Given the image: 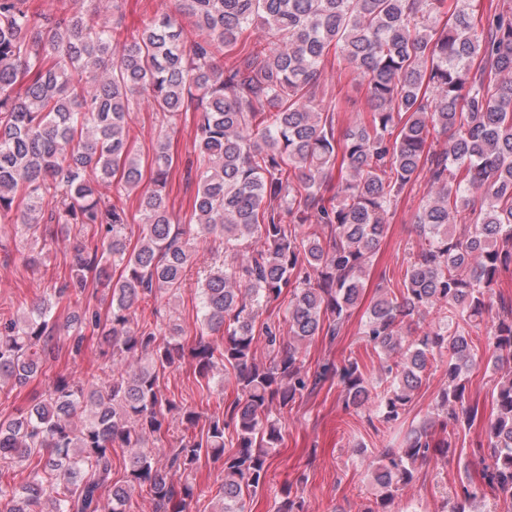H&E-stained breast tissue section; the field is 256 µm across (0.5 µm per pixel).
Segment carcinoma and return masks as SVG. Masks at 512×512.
Here are the masks:
<instances>
[{"label": "carcinoma", "instance_id": "cac0c4a2", "mask_svg": "<svg viewBox=\"0 0 512 512\" xmlns=\"http://www.w3.org/2000/svg\"><path fill=\"white\" fill-rule=\"evenodd\" d=\"M111 2L64 0L52 19L29 11L27 0H0V216L16 198L26 201L17 218L26 265L35 263L28 239L44 223L46 199L54 223L95 227L101 246L74 247L70 279L53 297L79 295L92 280L109 297V315L86 308L63 329L75 353L92 326L112 356L147 363L106 362L95 382L60 377L27 410L0 419V476L28 469L19 484L0 480L3 512H129L144 487L154 512H188L190 476L204 457L221 464L218 512H246L283 438L284 409L332 376L345 408L395 423L445 356L434 419L371 456L378 494L362 512H392L420 466L470 427L478 404L469 374L485 357L507 374L492 392L482 478L512 512V300L494 293L500 271L512 267V0L480 14L460 0L451 15L447 0H178L177 14L130 38L102 21ZM259 24L272 45L249 41ZM332 50L371 101L367 117L339 136L335 107L314 102ZM142 93L158 112L192 105L198 113L206 166L191 224L173 223L163 138L151 187L140 190L127 117ZM333 166L346 175L331 186ZM422 174L434 191L414 217L418 248L398 292L379 289L365 312L362 336L380 377L368 378L352 356L310 372L304 346L338 336L400 193ZM108 182L140 191L144 228L132 249L125 209L100 192ZM210 236L224 237L230 257L198 289L201 324L222 342L187 347L177 323L165 336L132 327L139 302L177 296L192 242ZM249 239L257 247L238 258ZM116 262L123 270L114 279ZM289 288L288 338L263 324L273 357L259 363L256 319ZM50 311L44 298L21 319L0 317V389L25 383L51 357L58 327ZM429 315L433 323L415 334ZM482 332L483 345L475 341ZM187 359L207 384L232 371L236 388L224 417H211L199 435L200 413L160 389V375ZM171 418L184 434L162 463L149 438ZM230 428L237 451L227 455ZM114 448L128 453L121 483L112 482ZM476 496L464 485L442 512H469ZM276 512H304L302 497L286 490Z\"/></svg>", "mask_w": 512, "mask_h": 512}]
</instances>
